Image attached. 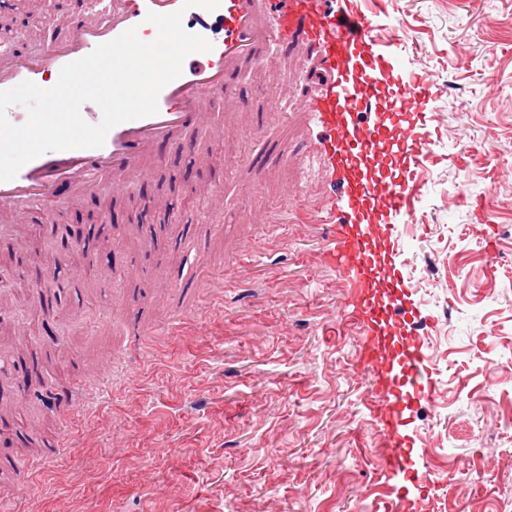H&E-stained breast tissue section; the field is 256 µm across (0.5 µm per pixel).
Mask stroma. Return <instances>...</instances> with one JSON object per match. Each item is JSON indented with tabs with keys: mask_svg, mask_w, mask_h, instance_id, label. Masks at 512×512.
I'll return each mask as SVG.
<instances>
[{
	"mask_svg": "<svg viewBox=\"0 0 512 512\" xmlns=\"http://www.w3.org/2000/svg\"><path fill=\"white\" fill-rule=\"evenodd\" d=\"M381 35L404 21L408 68L428 76L432 144L421 186L427 217L403 225L406 273L428 323L423 332L434 368L443 372L442 416L413 417L422 457L441 448L468 467L429 469L426 505L453 512L462 496L473 512L512 501V380L485 387L481 360L512 365V183L495 180L512 162V0H361ZM315 49L267 43L243 64L236 85L245 109L209 106V124L182 136L207 157L164 147L166 165L150 182L115 195L79 191L67 204L48 202L38 223L19 221L20 252L0 246V270L17 283L0 311V512H384L394 483L381 474L369 378L359 362L361 336L340 321L349 303L323 239L293 221L295 209L335 195L312 152L323 136L292 91L321 75ZM498 84L501 95L487 93ZM465 97L472 112L452 108ZM278 117L264 120L267 101ZM468 155L452 158L457 141ZM288 164L269 165L254 180L251 162L272 147ZM496 193L501 208L482 203ZM460 195L449 206L452 195ZM178 210V222L167 218ZM217 215L221 230L202 253L186 237ZM480 224L479 243L465 236ZM80 230L84 246L59 265L47 228ZM120 232L127 248L107 262L100 243ZM275 237L272 251L246 266L235 250ZM197 267L201 288L175 306L172 292ZM236 273L238 294L219 297L213 283ZM156 325L141 346L135 305ZM188 320L169 333L174 309ZM498 337H489L490 328ZM81 387L93 406L62 409L35 396L43 386ZM64 437L67 450L49 454Z\"/></svg>",
	"mask_w": 512,
	"mask_h": 512,
	"instance_id": "stroma-1",
	"label": "stroma"
}]
</instances>
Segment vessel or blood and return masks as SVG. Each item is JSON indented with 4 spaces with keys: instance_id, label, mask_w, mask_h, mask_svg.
I'll return each instance as SVG.
<instances>
[{
    "instance_id": "obj_1",
    "label": "vessel or blood",
    "mask_w": 512,
    "mask_h": 512,
    "mask_svg": "<svg viewBox=\"0 0 512 512\" xmlns=\"http://www.w3.org/2000/svg\"><path fill=\"white\" fill-rule=\"evenodd\" d=\"M269 2L272 28L260 19L257 0H221L213 11L184 7L183 0H90V16L72 17L65 35L45 53L0 58V91L25 80L42 86L46 73H59L129 28L156 35L145 20L151 11H182L184 29L213 45L187 57L181 76L161 91L157 114L114 126L102 147L45 153L15 179L0 182V212L22 219L63 190L107 180L121 192L128 176L148 181L143 157L158 155L181 130L206 123L212 97L232 109L240 106L235 71L241 62L256 60L273 38L288 46L317 45L328 79L297 94L303 111L325 131L315 151L331 169L338 197L302 209L301 218L328 231V252L352 300L340 318L353 321L363 335V366L372 376L385 450L381 471L398 483L384 512H422L428 477L415 462L409 418L414 406L434 400L437 381L421 332L425 318L404 271L400 227L414 211L419 169L428 156L432 82L400 63L406 31L393 28L381 40L358 0H343L335 11L325 8V0Z\"/></svg>"
}]
</instances>
